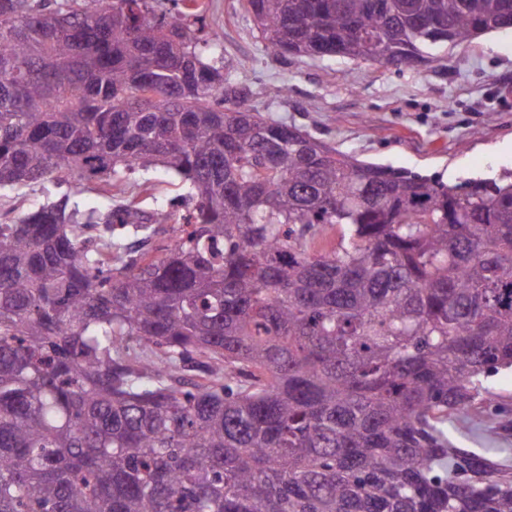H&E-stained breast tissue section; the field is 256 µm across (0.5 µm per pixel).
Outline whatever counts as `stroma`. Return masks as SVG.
<instances>
[{
	"mask_svg": "<svg viewBox=\"0 0 512 512\" xmlns=\"http://www.w3.org/2000/svg\"><path fill=\"white\" fill-rule=\"evenodd\" d=\"M248 105L359 161L445 184L512 173V30L400 67L266 49L242 0H208Z\"/></svg>",
	"mask_w": 512,
	"mask_h": 512,
	"instance_id": "35a3bbf8",
	"label": "stroma"
}]
</instances>
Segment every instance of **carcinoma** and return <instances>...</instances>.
Returning <instances> with one entry per match:
<instances>
[{
  "label": "carcinoma",
  "mask_w": 512,
  "mask_h": 512,
  "mask_svg": "<svg viewBox=\"0 0 512 512\" xmlns=\"http://www.w3.org/2000/svg\"><path fill=\"white\" fill-rule=\"evenodd\" d=\"M176 7L0 0V193L68 186L0 223V512H512V466L448 435L512 434L484 385L512 173L448 186L264 118ZM246 10L274 52L393 66L512 28V0ZM157 165L179 216L136 202ZM482 427L483 422L476 416L472 417L469 430L457 429L458 425L455 421L448 422V431L455 443L461 448L476 451H483V448H512V434L508 442L489 443L480 430Z\"/></svg>",
  "instance_id": "1"
}]
</instances>
